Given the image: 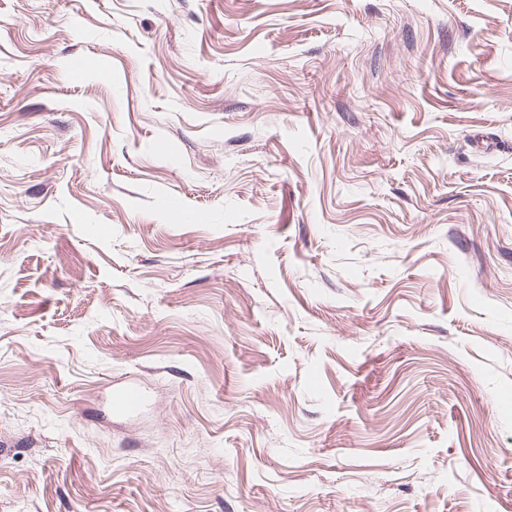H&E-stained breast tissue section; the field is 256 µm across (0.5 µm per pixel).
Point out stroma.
Segmentation results:
<instances>
[{
  "instance_id": "stroma-1",
  "label": "stroma",
  "mask_w": 512,
  "mask_h": 512,
  "mask_svg": "<svg viewBox=\"0 0 512 512\" xmlns=\"http://www.w3.org/2000/svg\"><path fill=\"white\" fill-rule=\"evenodd\" d=\"M0 512H512V0H0Z\"/></svg>"
}]
</instances>
